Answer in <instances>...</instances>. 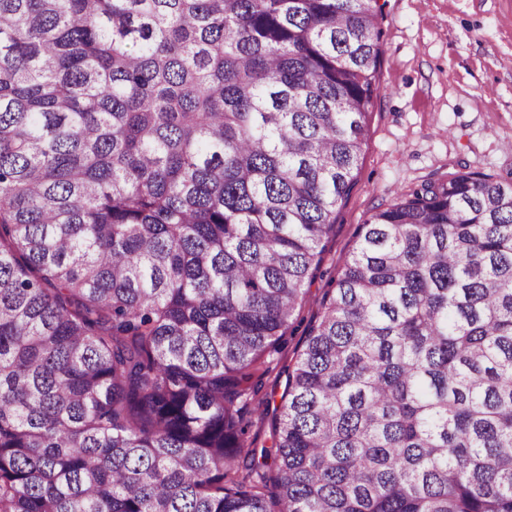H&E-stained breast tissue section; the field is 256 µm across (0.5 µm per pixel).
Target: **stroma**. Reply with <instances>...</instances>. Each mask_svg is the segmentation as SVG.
Returning <instances> with one entry per match:
<instances>
[{"instance_id":"35a3bbf8","label":"stroma","mask_w":512,"mask_h":512,"mask_svg":"<svg viewBox=\"0 0 512 512\" xmlns=\"http://www.w3.org/2000/svg\"><path fill=\"white\" fill-rule=\"evenodd\" d=\"M380 3V90L358 184L338 210L296 327L263 367V390L276 399L358 224L435 172L512 175V0Z\"/></svg>"}]
</instances>
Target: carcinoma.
Segmentation results:
<instances>
[{
	"label": "carcinoma",
	"instance_id": "carcinoma-1",
	"mask_svg": "<svg viewBox=\"0 0 512 512\" xmlns=\"http://www.w3.org/2000/svg\"><path fill=\"white\" fill-rule=\"evenodd\" d=\"M378 0H0V512H512V179L359 225Z\"/></svg>",
	"mask_w": 512,
	"mask_h": 512
}]
</instances>
